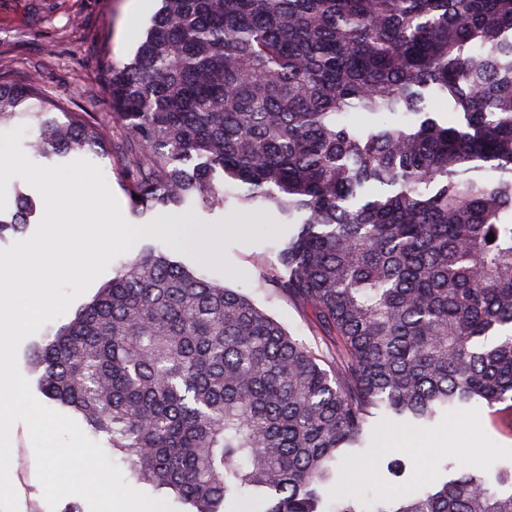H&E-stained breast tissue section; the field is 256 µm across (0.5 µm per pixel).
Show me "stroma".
Instances as JSON below:
<instances>
[{
    "label": "stroma",
    "mask_w": 512,
    "mask_h": 512,
    "mask_svg": "<svg viewBox=\"0 0 512 512\" xmlns=\"http://www.w3.org/2000/svg\"><path fill=\"white\" fill-rule=\"evenodd\" d=\"M131 0H0V76L27 77L38 81L43 94L71 112H111L100 61L110 56L130 61L144 37L159 0H146L136 20H129ZM173 223L176 247L172 257L198 274L224 287L247 294L255 304L278 321L298 340L318 351L324 344L312 330L305 313L282 299L269 295L258 272L274 263L287 228L271 209L247 213L233 208L204 213L186 207L167 213ZM225 228L215 241L216 256L209 257L194 246L199 230ZM113 277L99 276L60 318L27 337L18 350V368L36 383L39 373L31 364L34 346L53 340L88 305ZM402 460L401 477L389 476L388 461ZM512 462V429L497 415L474 406L453 410L434 425L412 431L407 439L386 442L372 435L363 451L364 479L351 481L357 496L386 495L389 488L408 490L452 478L451 467L461 464L473 471L491 473L498 464ZM10 479L18 496L19 512H49L36 466L30 431L19 423L12 443Z\"/></svg>",
    "instance_id": "stroma-1"
}]
</instances>
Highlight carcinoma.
Returning a JSON list of instances; mask_svg holds the SVG:
<instances>
[{
  "label": "carcinoma",
  "mask_w": 512,
  "mask_h": 512,
  "mask_svg": "<svg viewBox=\"0 0 512 512\" xmlns=\"http://www.w3.org/2000/svg\"><path fill=\"white\" fill-rule=\"evenodd\" d=\"M102 74L104 118L0 80V126L29 119L38 157L120 155L139 214L274 208L260 282L325 351L145 247L35 352L46 396L182 512H512V464L367 507L344 488L378 417L397 439L512 410V0H161Z\"/></svg>",
  "instance_id": "cac0c4a2"
}]
</instances>
